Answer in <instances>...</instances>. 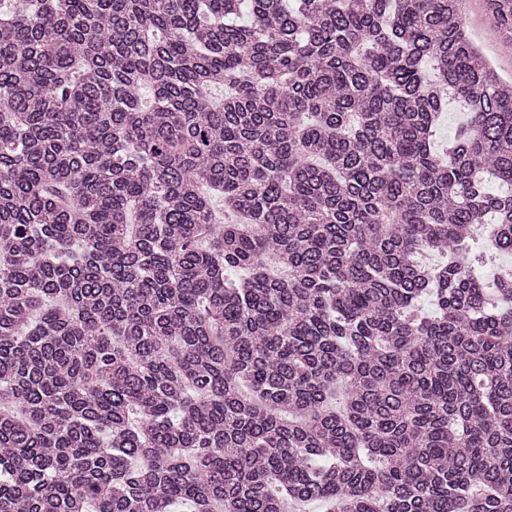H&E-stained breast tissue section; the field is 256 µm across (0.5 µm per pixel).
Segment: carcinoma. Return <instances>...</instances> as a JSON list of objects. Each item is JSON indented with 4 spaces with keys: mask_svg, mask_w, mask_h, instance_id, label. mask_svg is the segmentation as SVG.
Listing matches in <instances>:
<instances>
[{
    "mask_svg": "<svg viewBox=\"0 0 512 512\" xmlns=\"http://www.w3.org/2000/svg\"><path fill=\"white\" fill-rule=\"evenodd\" d=\"M243 2L0 7V512H512V79L463 0ZM465 115L454 101H448V110L441 117L439 127L434 137V148L442 150L448 145L457 132L458 127L464 122Z\"/></svg>",
    "mask_w": 512,
    "mask_h": 512,
    "instance_id": "cac0c4a2",
    "label": "carcinoma"
}]
</instances>
